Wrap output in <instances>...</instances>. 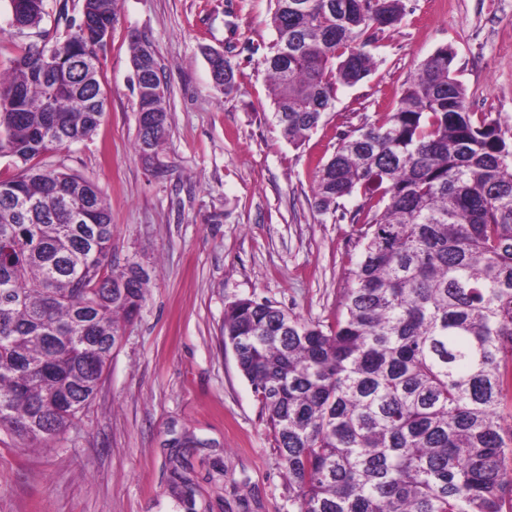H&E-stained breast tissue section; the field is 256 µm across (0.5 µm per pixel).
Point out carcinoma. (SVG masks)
<instances>
[{"label":"carcinoma","instance_id":"obj_1","mask_svg":"<svg viewBox=\"0 0 512 512\" xmlns=\"http://www.w3.org/2000/svg\"><path fill=\"white\" fill-rule=\"evenodd\" d=\"M17 2L12 26H39L44 0ZM116 4L82 0L90 35L31 44L0 77V158L22 164L0 177V430L36 445L95 398L148 280L137 263L113 268L98 186L34 163L96 132ZM403 15V0H274L264 67L284 139L303 144L337 90L372 72V30ZM454 58L436 50L396 109L340 139L316 172L318 212L364 198L336 325L252 299L224 311V345L268 412L300 512H512V142L473 120ZM132 64L161 85L147 41ZM215 69L233 93L234 64ZM164 98L138 97L142 158L167 135Z\"/></svg>","mask_w":512,"mask_h":512}]
</instances>
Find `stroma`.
<instances>
[{"label":"stroma","instance_id":"35a3bbf8","mask_svg":"<svg viewBox=\"0 0 512 512\" xmlns=\"http://www.w3.org/2000/svg\"><path fill=\"white\" fill-rule=\"evenodd\" d=\"M81 5L45 0L39 27L20 31L11 0H0V74L29 44L64 39ZM404 8L397 26L374 34L372 73L339 89L297 147L272 117L269 0H119L102 59L101 124L41 162L103 190L115 266L139 263L150 280L80 419L46 449L0 432V512H299L268 414L222 341L225 307L250 298L335 323L361 254L351 218L364 199L318 213L315 173L340 136L395 110L438 48L453 49L470 111L512 137V0H404ZM138 35L166 88L168 134L151 165L134 150ZM209 47L236 67L231 95L213 84ZM188 439L194 448L179 454ZM182 476L192 483L191 510L177 495Z\"/></svg>","mask_w":512,"mask_h":512}]
</instances>
